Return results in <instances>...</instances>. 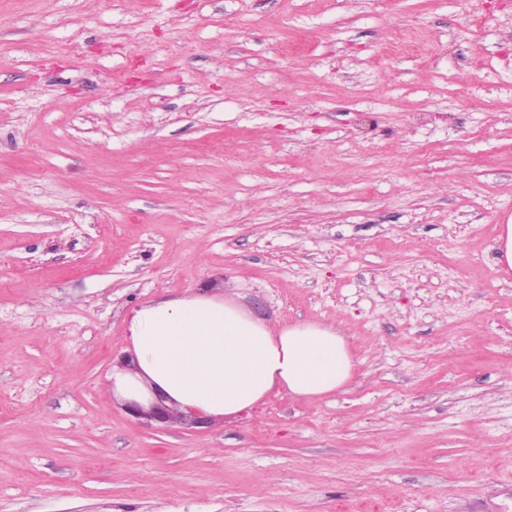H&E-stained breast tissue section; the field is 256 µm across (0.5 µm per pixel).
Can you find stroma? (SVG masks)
<instances>
[{
    "label": "stroma",
    "mask_w": 512,
    "mask_h": 512,
    "mask_svg": "<svg viewBox=\"0 0 512 512\" xmlns=\"http://www.w3.org/2000/svg\"><path fill=\"white\" fill-rule=\"evenodd\" d=\"M504 224L512 0H0V512H512ZM202 286L350 379L130 415L129 313Z\"/></svg>",
    "instance_id": "obj_1"
}]
</instances>
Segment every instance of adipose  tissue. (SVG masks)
I'll return each instance as SVG.
<instances>
[{"label":"adipose tissue","mask_w":512,"mask_h":512,"mask_svg":"<svg viewBox=\"0 0 512 512\" xmlns=\"http://www.w3.org/2000/svg\"><path fill=\"white\" fill-rule=\"evenodd\" d=\"M122 351L135 367H113L112 394L145 406L160 396L199 421L238 420L276 391L298 399L332 394L354 368L334 326H275L204 288L132 309Z\"/></svg>","instance_id":"obj_1"}]
</instances>
